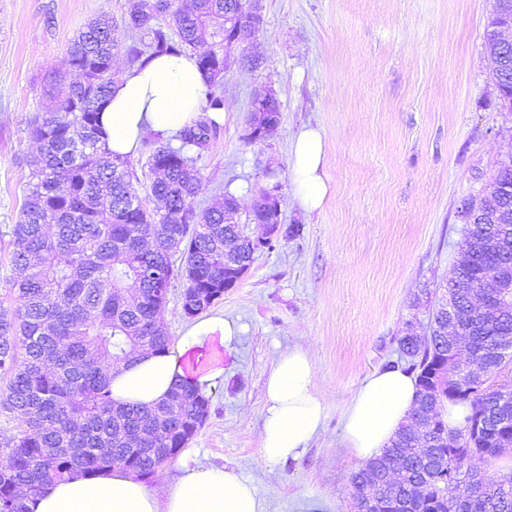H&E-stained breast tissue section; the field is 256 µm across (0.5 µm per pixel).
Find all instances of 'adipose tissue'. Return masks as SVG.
<instances>
[{
  "label": "adipose tissue",
  "mask_w": 512,
  "mask_h": 512,
  "mask_svg": "<svg viewBox=\"0 0 512 512\" xmlns=\"http://www.w3.org/2000/svg\"><path fill=\"white\" fill-rule=\"evenodd\" d=\"M204 91L205 78L187 53L123 69L99 114L109 150L132 156L147 139L174 137L197 118ZM326 146L325 131L312 126L299 129L293 141L297 197L308 211L322 208L329 194ZM238 332L223 313L200 319L176 347L165 352L147 349L134 362L113 368V399L152 408L181 384L209 393L223 380V366L212 362L197 367L190 357L207 346H230ZM265 394L261 455L272 465L297 459L321 434L327 412L310 351L296 346L282 353L267 377ZM416 394L415 378L400 368L370 374L345 414L348 450L361 459L381 454L412 414ZM26 504L30 512H265L252 481L204 466L193 450L184 455L176 480L167 485L151 489L130 472L106 469L48 485Z\"/></svg>",
  "instance_id": "1"
}]
</instances>
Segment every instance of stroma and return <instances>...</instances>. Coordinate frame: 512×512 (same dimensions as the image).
Masks as SVG:
<instances>
[{"instance_id":"35a3bbf8","label":"stroma","mask_w":512,"mask_h":512,"mask_svg":"<svg viewBox=\"0 0 512 512\" xmlns=\"http://www.w3.org/2000/svg\"><path fill=\"white\" fill-rule=\"evenodd\" d=\"M263 25L229 48L224 121L197 162L194 198L230 192L248 214L277 189L279 237L216 303L241 328L213 357L224 380L189 446L206 466L253 481L267 512L303 498L352 512L359 461L343 440L344 413L367 375L399 357L407 328L427 332L421 290L448 282L458 257L459 212L512 155V112L502 111L484 46L492 0H262ZM128 0H0V306L9 281L29 122L53 109L50 75L69 70L66 49L100 14L122 19ZM273 91L280 120L248 137L251 102ZM306 125L328 137L331 186L322 210L296 198L291 143ZM311 348L327 416L294 460L260 454L265 381L281 353Z\"/></svg>"}]
</instances>
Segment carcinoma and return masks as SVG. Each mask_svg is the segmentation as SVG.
Listing matches in <instances>:
<instances>
[{"mask_svg": "<svg viewBox=\"0 0 512 512\" xmlns=\"http://www.w3.org/2000/svg\"><path fill=\"white\" fill-rule=\"evenodd\" d=\"M241 0H129L127 36L112 17L91 19L67 53L80 80L55 101L52 113L31 121L37 154L27 160L28 192L12 234L15 309H0V406L15 414L19 432L0 442V512H28L19 494L75 473L106 468L150 478L193 439L209 414V399L188 386L155 408L112 400L109 369L144 349L170 348L164 322L168 280L184 281L182 310L192 317L224 296V241L235 243L238 272L255 259L244 224L226 223L238 211L227 195L200 210L197 160L215 135L211 112L224 111L221 83L205 73L201 114L174 139H153L150 193L142 200L130 156L106 148L97 124L110 95L115 52L127 65L153 55L224 50V13ZM479 213L463 228L452 287L432 304L428 333L398 341L401 366L416 375L418 402L382 454L352 477L354 512H512V472L481 477L489 462L512 453V399L499 404V379L512 373V307L480 287L493 266L512 261V193L495 184L471 197ZM179 250L174 265L168 248ZM455 304L464 342L482 375L448 355L443 301ZM485 312H473V300ZM469 408L461 425L446 426V403Z\"/></svg>", "mask_w": 512, "mask_h": 512, "instance_id": "cac0c4a2", "label": "carcinoma"}]
</instances>
